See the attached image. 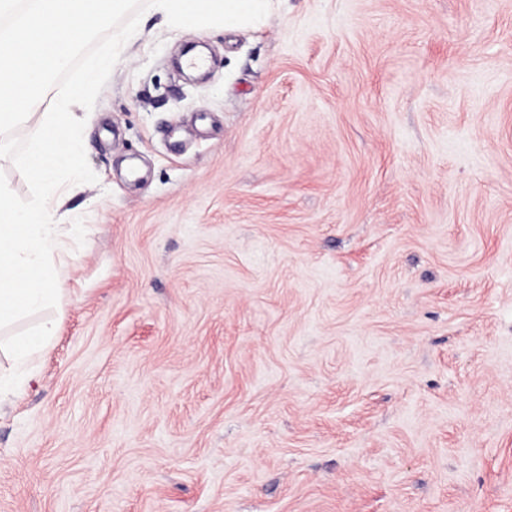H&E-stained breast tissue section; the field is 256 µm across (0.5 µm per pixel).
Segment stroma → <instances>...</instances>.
I'll list each match as a JSON object with an SVG mask.
<instances>
[{
  "mask_svg": "<svg viewBox=\"0 0 512 512\" xmlns=\"http://www.w3.org/2000/svg\"><path fill=\"white\" fill-rule=\"evenodd\" d=\"M139 28L0 512H512V0Z\"/></svg>",
  "mask_w": 512,
  "mask_h": 512,
  "instance_id": "obj_1",
  "label": "stroma"
}]
</instances>
